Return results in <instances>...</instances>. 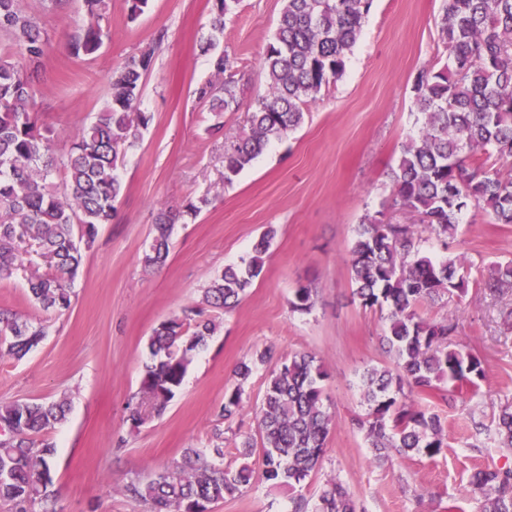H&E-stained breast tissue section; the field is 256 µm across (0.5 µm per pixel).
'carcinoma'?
Listing matches in <instances>:
<instances>
[{
	"mask_svg": "<svg viewBox=\"0 0 512 512\" xmlns=\"http://www.w3.org/2000/svg\"><path fill=\"white\" fill-rule=\"evenodd\" d=\"M238 2L213 0L206 51L212 52L211 66L224 81L198 90L218 115L247 112L248 132L225 145L227 181L271 139L299 126L304 106L342 76L373 0H283L263 58L268 92L246 106L238 96L234 62L215 51L224 33V14ZM85 6L89 24L68 45L75 58L96 54L103 43L100 19L106 0H85ZM437 26L448 60L439 69H421L414 78L422 126L402 146L392 175V206L419 221L423 230L385 222L381 211L367 214L350 251L353 296L363 307L387 310L384 341L394 367L363 372L368 414L358 421L377 458L384 460L410 453L433 458L448 447L439 415L419 407L404 388L428 393L446 383L452 394L485 376L481 358L460 347L456 319L430 322L418 313L424 303L465 296L469 286L462 259L422 254L421 232L448 246L459 215L470 207L483 209L497 224H512V168L487 166L493 156L505 162L512 158V0H444ZM0 31L9 35L23 60L18 64L0 58V279L24 267L22 245L36 244L50 271L31 274L29 293L42 310L59 313L71 307L72 284L84 261L81 245L91 246L98 226L112 222L122 189L119 170L149 124L140 103L154 48L141 50L113 70L104 109L75 131L60 154L34 112L36 90L28 74L45 57L48 35L19 0H0ZM55 173L61 184L54 192L47 180ZM180 217L174 208L157 211L141 257L144 269L166 264L171 231ZM273 237L274 230H267L248 257L212 279L203 301L213 314L186 307L154 328L139 398L127 406L134 426H140L141 408L156 416L165 412L183 385L193 352L216 332L219 314L238 305L262 273ZM481 284L493 294L511 290L512 263L493 266ZM315 303L316 291L302 286L292 307L309 313ZM46 335L45 320L0 308V354L20 360ZM269 359L271 352L265 350L238 364L237 383L224 393L218 418L230 421L242 414L245 386L256 363ZM325 377L314 355H292L269 372L262 403L255 409L258 436L241 438L237 467H224V440L218 436L207 448L185 449L175 466L125 485L124 495L146 512H205L252 486L250 459L259 454L265 481L297 492L292 512H358L349 489L335 479L314 504L298 493L327 451L333 418L324 405ZM66 411L64 398L0 401V503L10 512H59L52 478L55 448L48 434ZM472 425L475 434L512 452V405L501 409L494 426L476 420ZM469 485L478 512H512V467L479 468Z\"/></svg>",
	"mask_w": 512,
	"mask_h": 512,
	"instance_id": "carcinoma-1",
	"label": "carcinoma"
}]
</instances>
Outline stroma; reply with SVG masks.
Instances as JSON below:
<instances>
[{"label":"stroma","mask_w":512,"mask_h":512,"mask_svg":"<svg viewBox=\"0 0 512 512\" xmlns=\"http://www.w3.org/2000/svg\"><path fill=\"white\" fill-rule=\"evenodd\" d=\"M49 37L36 82V110L59 148L104 106L113 68L151 46L154 65L143 81L141 109L150 115L142 140L121 170L123 191L111 223L100 226L85 251L69 310L46 317L48 334L23 359L0 356V400L52 401L67 396L66 420L51 431L52 472L62 512H142L120 491L179 461L184 449L208 447L224 433V464L239 463L238 435L256 433L253 407L263 396L272 363L298 352L320 360L326 405L334 424L321 466L302 492L317 498L328 480L346 484L360 512H476L468 483L480 466H512V454L474 448L471 418L492 422L512 404V290L497 295L469 288L464 298L420 307L422 317H454L463 348L483 360L485 376L453 401L417 396L440 415L448 446L433 458L420 455L375 460L356 422L367 407L360 373L388 366L379 310L352 297L350 248L365 214L379 210L392 192L391 172L405 140L421 123L413 100L417 72L446 59L436 25L443 0H373L343 75L305 109L303 123L272 139L232 180L224 178V142L246 127L244 112H211L196 90L220 83L201 47L212 22L211 0H152L137 20L126 0H109L101 49L76 59L68 40L88 18L83 0H20ZM283 0H240L224 16L221 49L235 62L239 96L248 103L266 94L262 66ZM223 122L224 135L208 128ZM200 204L196 216L175 225L170 255L161 269L145 270L140 255L163 206ZM276 235L259 278L240 304L220 317L214 336L194 354L180 392L161 418L133 426L125 408L138 393L147 343L161 321L199 305L209 281L240 263L267 228ZM434 258L464 256L471 277L512 261V224L493 223L480 209L460 215L449 245L428 238ZM302 286L315 288L311 313L293 311ZM271 349L246 386L250 407L232 423L216 408L236 383L244 360ZM287 491L256 479L251 489L226 497L212 512H288Z\"/></svg>","instance_id":"stroma-1"}]
</instances>
